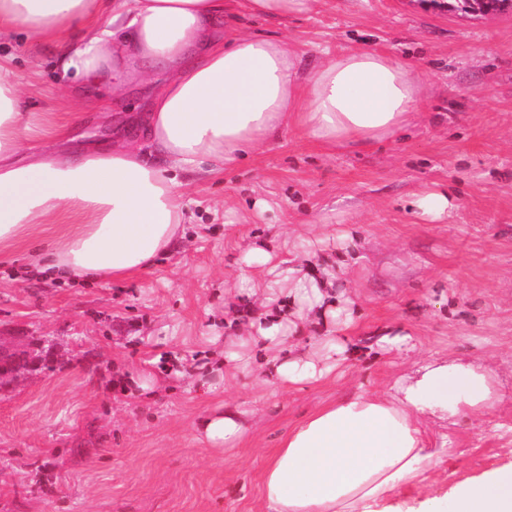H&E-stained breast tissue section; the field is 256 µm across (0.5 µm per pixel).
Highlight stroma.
Wrapping results in <instances>:
<instances>
[{
  "label": "stroma",
  "instance_id": "1",
  "mask_svg": "<svg viewBox=\"0 0 512 512\" xmlns=\"http://www.w3.org/2000/svg\"><path fill=\"white\" fill-rule=\"evenodd\" d=\"M229 25L285 39L306 70L345 49L393 53L423 75L420 111L366 149L323 146L288 126L222 172L190 175L187 246L124 280H48L31 271L29 241L1 250L0 339L46 337L55 359L0 389V512H261L263 468L289 429L343 396L386 392L430 359L483 364L499 391L487 412L423 420L431 447L450 439L437 488L512 461V13L318 0L304 15L238 13ZM0 53L31 111L66 126L73 147L135 135L129 117L149 109L153 87L136 78L119 96L89 88L74 107L53 47L22 30L0 36ZM427 188L448 191L449 216L432 222L410 208ZM322 224L353 236L348 251L314 258L346 262L348 359L286 390L258 368L223 364L262 311V294L241 300L238 278H269L243 269L242 252L265 244L288 268L294 237ZM390 330L410 333L414 351L378 347ZM145 375L153 389H134ZM227 402L241 405L248 430L218 455L195 426Z\"/></svg>",
  "mask_w": 512,
  "mask_h": 512
}]
</instances>
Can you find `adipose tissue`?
<instances>
[{
    "label": "adipose tissue",
    "mask_w": 512,
    "mask_h": 512,
    "mask_svg": "<svg viewBox=\"0 0 512 512\" xmlns=\"http://www.w3.org/2000/svg\"><path fill=\"white\" fill-rule=\"evenodd\" d=\"M314 0H112L100 20L97 0H0V30L20 28L54 43L64 78L84 88H120L131 62L163 66L143 142L103 148L50 149L19 159L22 129L41 126L27 111L12 59L0 55V249L42 224L69 220L51 246L34 252L42 277L57 281L120 280L150 268L183 238L187 185L174 171L215 173L261 149L288 124L326 146L362 148L409 124L422 77L388 52L347 50L299 73L286 41L242 33L220 38L222 20L242 7L285 19ZM155 161H148L144 147ZM266 310L230 343L223 361L250 367L257 351L283 386L317 382L347 350L337 328L354 322L353 300L337 288L333 266L316 274L291 267L265 286ZM327 330L310 355L290 339L305 323ZM497 401L494 376L475 363L430 361L390 396L356 392L293 427L264 468L263 512H512V463L434 489L441 449L418 426L424 414L482 413ZM246 431L239 406L205 417L200 440L221 451ZM411 485L422 497L394 504Z\"/></svg>",
    "instance_id": "1"
}]
</instances>
